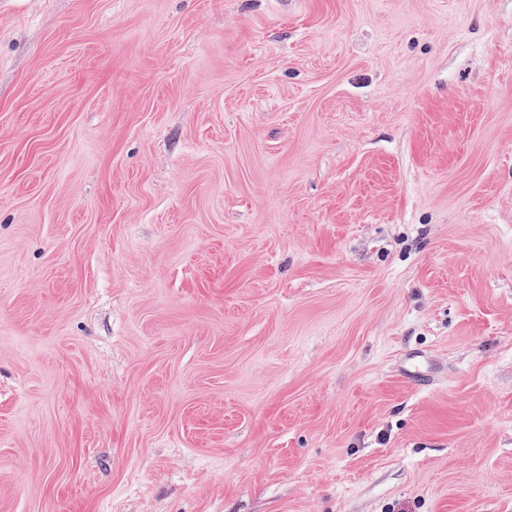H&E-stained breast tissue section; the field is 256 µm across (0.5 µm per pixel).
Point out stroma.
<instances>
[{"mask_svg":"<svg viewBox=\"0 0 512 512\" xmlns=\"http://www.w3.org/2000/svg\"><path fill=\"white\" fill-rule=\"evenodd\" d=\"M0 512H512V0H0Z\"/></svg>","mask_w":512,"mask_h":512,"instance_id":"obj_1","label":"stroma"}]
</instances>
